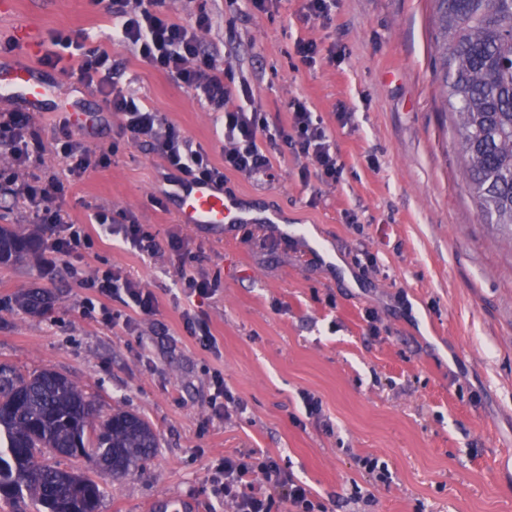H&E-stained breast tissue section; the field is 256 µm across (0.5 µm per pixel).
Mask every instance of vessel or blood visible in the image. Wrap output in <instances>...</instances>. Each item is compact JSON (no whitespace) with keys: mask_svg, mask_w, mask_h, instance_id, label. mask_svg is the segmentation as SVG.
<instances>
[{"mask_svg":"<svg viewBox=\"0 0 512 512\" xmlns=\"http://www.w3.org/2000/svg\"><path fill=\"white\" fill-rule=\"evenodd\" d=\"M35 69L27 64L0 60V94L39 111L47 86L36 79ZM177 217L183 224H242L246 218L238 203L215 184L189 183L175 193Z\"/></svg>","mask_w":512,"mask_h":512,"instance_id":"b4317fda","label":"vessel or blood"}]
</instances>
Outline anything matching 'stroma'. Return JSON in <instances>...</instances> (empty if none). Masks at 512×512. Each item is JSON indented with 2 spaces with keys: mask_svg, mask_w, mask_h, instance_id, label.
Returning <instances> with one entry per match:
<instances>
[{
  "mask_svg": "<svg viewBox=\"0 0 512 512\" xmlns=\"http://www.w3.org/2000/svg\"><path fill=\"white\" fill-rule=\"evenodd\" d=\"M212 19L201 38L249 85L245 110L265 113L271 133L288 127L300 99L322 119L344 166L340 182L301 178L310 158L280 144L265 175L227 174L224 192L277 224H182L172 195L177 171L158 147L132 141L119 116L68 62L39 66L52 93L34 118L47 147L43 169L61 168L53 149L69 109L85 114L108 167L71 183L62 209L87 225L91 248L70 256L0 265V362L48 367L92 394L101 413L147 419L155 456L128 475L94 478L99 512H151L166 499L188 512H232L207 484L212 461L246 448L279 458L327 512H512V247L482 223L461 176L456 137L442 112L434 73L432 0H335L329 19L308 16L305 0H272L244 11L230 0H167L185 21L197 7ZM33 28L83 31L107 46L127 93L156 108L215 163L225 141L216 112L175 80L112 40L97 0H16L0 12V40ZM301 41L320 58L302 64ZM343 52L341 63L329 57ZM351 114L340 123L339 111ZM105 211L109 229L92 224ZM358 221L346 223V212ZM135 218L159 249L143 257L116 227ZM179 239L192 271L220 273L200 310L220 356L186 331L176 297ZM111 267L152 289L157 310L117 325L85 315L90 292L72 278ZM32 288L49 309L18 304ZM245 405L212 417L213 369ZM322 401L324 420L303 417L301 392ZM391 475L375 481L360 461Z\"/></svg>",
  "mask_w": 512,
  "mask_h": 512,
  "instance_id": "35a3bbf8",
  "label": "stroma"
}]
</instances>
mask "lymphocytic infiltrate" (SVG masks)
<instances>
[{
	"label": "lymphocytic infiltrate",
	"mask_w": 512,
	"mask_h": 512,
	"mask_svg": "<svg viewBox=\"0 0 512 512\" xmlns=\"http://www.w3.org/2000/svg\"><path fill=\"white\" fill-rule=\"evenodd\" d=\"M105 11L114 23L113 41L132 47L147 66L192 90L222 114L229 144L223 164L213 163L202 146L193 145L157 109L138 104L120 84V63L107 49L88 46L85 32L51 35L52 48L42 56V63L55 66L64 56L75 57L81 82L102 95L109 111L121 115L132 138L155 142L182 182L220 183L230 172L253 176L270 169L276 140L267 134L268 119L264 113L235 105L229 67L217 63L200 37L211 26L207 13L200 11L190 20L179 21L165 12L163 0H108ZM288 112L290 139L299 152L311 157L320 180L339 182L344 167L321 119L296 99L289 102ZM0 148L11 160L10 167L0 169V183L10 185L12 195L26 204L35 223L52 231L53 250L69 254L85 245L89 236L84 226L65 218L60 201L70 179L107 167L109 154L92 151L83 140L69 135L56 145L61 170L39 175L45 145L33 116L19 110L0 111ZM83 284L98 296L105 318H112L115 303L138 314L156 310V297L149 288L114 270L97 271ZM208 483L212 496L232 503L234 512H326L307 484L294 478L275 456L257 449L215 460Z\"/></svg>",
	"instance_id": "f902f5d3"
}]
</instances>
